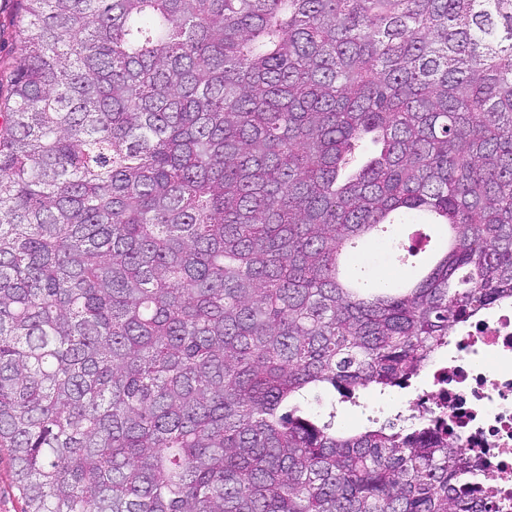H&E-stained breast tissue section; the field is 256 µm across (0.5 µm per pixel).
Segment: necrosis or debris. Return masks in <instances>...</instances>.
Listing matches in <instances>:
<instances>
[{"label": "necrosis or debris", "instance_id": "obj_1", "mask_svg": "<svg viewBox=\"0 0 512 512\" xmlns=\"http://www.w3.org/2000/svg\"><path fill=\"white\" fill-rule=\"evenodd\" d=\"M424 377L417 406L459 441L475 482L493 479L497 512H512V299L458 324Z\"/></svg>", "mask_w": 512, "mask_h": 512}]
</instances>
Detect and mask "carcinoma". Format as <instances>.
<instances>
[{
  "instance_id": "1",
  "label": "carcinoma",
  "mask_w": 512,
  "mask_h": 512,
  "mask_svg": "<svg viewBox=\"0 0 512 512\" xmlns=\"http://www.w3.org/2000/svg\"><path fill=\"white\" fill-rule=\"evenodd\" d=\"M0 448L23 512H485L336 425L512 298V0H13ZM372 137L379 153L359 166ZM426 215L398 288L343 268Z\"/></svg>"
}]
</instances>
